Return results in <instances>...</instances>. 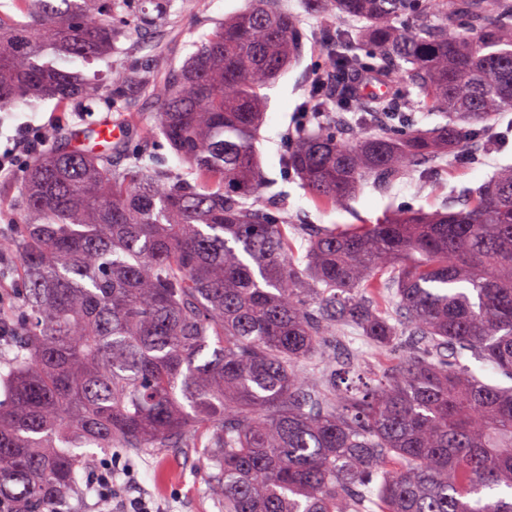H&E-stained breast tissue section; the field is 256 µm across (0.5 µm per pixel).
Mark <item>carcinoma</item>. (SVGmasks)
<instances>
[{
  "mask_svg": "<svg viewBox=\"0 0 512 512\" xmlns=\"http://www.w3.org/2000/svg\"><path fill=\"white\" fill-rule=\"evenodd\" d=\"M174 2L0 12V112L52 101L84 128L97 112L145 125L103 151L57 126L24 167L25 218L0 236L21 284L0 310V502L75 512L90 449L199 448L222 512H512V166L458 209L297 224L266 195L256 142L261 89L312 37L249 0L179 62ZM308 2L335 22L319 33L334 52L309 70L282 166L319 206L479 161L471 131L512 109V0ZM112 56L105 83L67 66ZM363 69L385 86L371 107L318 88ZM413 91L450 121L402 118ZM347 112L373 130L349 136ZM350 328L394 364L336 353Z\"/></svg>",
  "mask_w": 512,
  "mask_h": 512,
  "instance_id": "obj_1",
  "label": "carcinoma"
}]
</instances>
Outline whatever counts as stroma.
<instances>
[{
    "label": "stroma",
    "instance_id": "1",
    "mask_svg": "<svg viewBox=\"0 0 512 512\" xmlns=\"http://www.w3.org/2000/svg\"><path fill=\"white\" fill-rule=\"evenodd\" d=\"M245 5L246 0H207L203 11L199 12L183 5L182 0L174 3L179 10V26L188 41L200 40L212 31L216 21L234 14ZM328 53L325 44L314 40L307 44L305 56L298 66L290 68L263 90L267 105L257 149L270 179L279 180L285 132L297 123L298 112L307 93L308 71ZM67 120V115L58 112L50 102L34 110L18 108L0 112V154L11 151L16 158H23L20 127L31 125L45 132ZM505 163L512 164V137L499 144L495 151L487 153L484 161L467 167H449L437 181L402 178L382 191L367 186L344 207L334 210L318 207L299 180L282 183L281 189L288 212L297 222L343 228L351 224L376 223L386 214L401 208L435 210L446 201L449 190L477 189L499 165ZM115 455L134 469L133 482L127 489L129 496L143 494L152 498L159 512H218L207 491L204 468L196 449L181 448L154 459L137 456L124 448L115 454L99 450L92 457L88 475L100 472L103 463Z\"/></svg>",
    "mask_w": 512,
    "mask_h": 512
}]
</instances>
